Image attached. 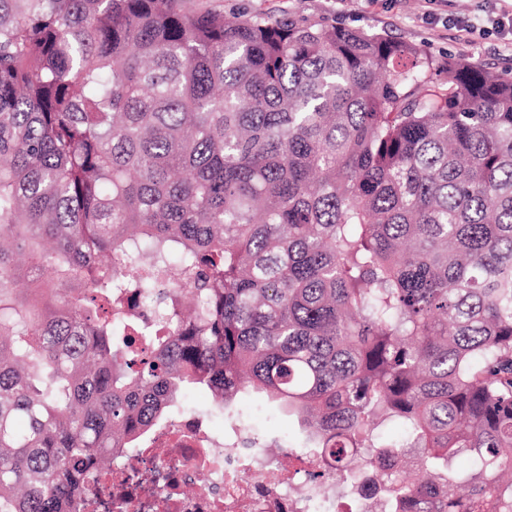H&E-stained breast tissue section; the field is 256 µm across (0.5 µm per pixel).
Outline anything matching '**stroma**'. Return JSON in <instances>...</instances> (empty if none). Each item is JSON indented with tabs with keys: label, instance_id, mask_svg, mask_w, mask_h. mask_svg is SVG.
I'll return each instance as SVG.
<instances>
[{
	"label": "stroma",
	"instance_id": "obj_1",
	"mask_svg": "<svg viewBox=\"0 0 512 512\" xmlns=\"http://www.w3.org/2000/svg\"><path fill=\"white\" fill-rule=\"evenodd\" d=\"M183 4L193 11H220L228 17H289L384 33L421 45L433 56L462 55L512 78V44L488 30L482 0H451L447 18L431 23L423 18L422 0H183ZM459 18L474 20L479 34L462 35L455 24ZM242 407V423L264 453L281 454L294 435L287 417L256 395L243 400Z\"/></svg>",
	"mask_w": 512,
	"mask_h": 512
}]
</instances>
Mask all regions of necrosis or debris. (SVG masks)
<instances>
[{
	"mask_svg": "<svg viewBox=\"0 0 512 512\" xmlns=\"http://www.w3.org/2000/svg\"><path fill=\"white\" fill-rule=\"evenodd\" d=\"M234 434L241 444L235 454L202 416L149 430L139 446L113 449L111 468L98 474L111 508L91 494L80 512H312L316 499L335 512L337 500L349 495L362 510L379 498L371 477L350 492L330 467L318 487H311L310 463L300 455L294 478H284L279 460L246 447L242 429ZM198 480L204 483L202 490L185 493V485Z\"/></svg>",
	"mask_w": 512,
	"mask_h": 512,
	"instance_id": "obj_1",
	"label": "necrosis or debris"
}]
</instances>
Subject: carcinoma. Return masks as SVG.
Returning a JSON list of instances; mask_svg holds the SVG:
<instances>
[{"label": "carcinoma", "mask_w": 512, "mask_h": 512, "mask_svg": "<svg viewBox=\"0 0 512 512\" xmlns=\"http://www.w3.org/2000/svg\"><path fill=\"white\" fill-rule=\"evenodd\" d=\"M188 390L237 422L265 395L351 489L418 452L383 512H512V80L178 0H0V512H78Z\"/></svg>", "instance_id": "1"}]
</instances>
